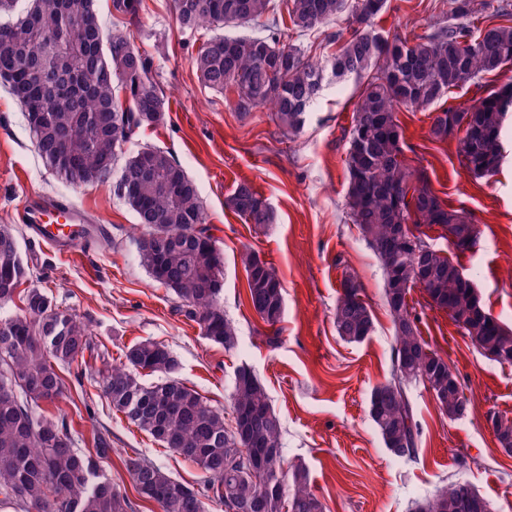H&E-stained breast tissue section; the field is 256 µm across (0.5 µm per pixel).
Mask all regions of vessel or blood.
<instances>
[{
  "label": "vessel or blood",
  "instance_id": "b4317fda",
  "mask_svg": "<svg viewBox=\"0 0 512 512\" xmlns=\"http://www.w3.org/2000/svg\"><path fill=\"white\" fill-rule=\"evenodd\" d=\"M19 215L24 223L32 225L40 244L66 253L78 251L96 236L81 211L53 200L30 198L22 204Z\"/></svg>",
  "mask_w": 512,
  "mask_h": 512
}]
</instances>
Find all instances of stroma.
Here are the masks:
<instances>
[{
	"label": "stroma",
	"mask_w": 512,
	"mask_h": 512,
	"mask_svg": "<svg viewBox=\"0 0 512 512\" xmlns=\"http://www.w3.org/2000/svg\"><path fill=\"white\" fill-rule=\"evenodd\" d=\"M445 8L443 0H390L377 21L384 32L421 34ZM106 32L130 35L152 62L169 110L162 123L137 130L125 154L151 146L168 151L195 183L206 222L224 254L222 304L239 344L227 351L206 340L196 323L177 313L176 296L154 281L137 255V218L111 187H73L49 169L35 147L23 106L0 83V224L9 225L30 275L60 308L86 323L102 351L119 362L134 343L150 338L178 357L183 382L218 410H229L235 370L251 368L270 395L283 430L287 461L303 464L325 512H417L436 489L471 482L489 512H512V456L484 426L488 412L512 417V366L484 357L446 312L409 297L423 340L449 363L470 400L458 420L443 415L423 387L411 390L421 426L413 461L395 462L369 416L372 389L389 378L394 331L384 300V276L346 208L347 138L354 79L329 83L302 130L282 132L267 109L234 112L228 93L203 86L193 58L206 32L182 30L174 0H141L137 22L112 13V0H95ZM434 108L400 110L412 165L427 170L437 194L462 210L479 231L478 246L460 255L492 315L512 327V117L505 159L491 180L472 177L458 155V140H430ZM248 183L274 208L273 224H247L227 205L237 184ZM31 196L80 209L99 237L64 255L34 243L17 217ZM259 251L274 267L285 296L281 323L268 326L250 306L241 254ZM355 276L372 309L375 328L363 343L336 333L334 313L345 276ZM59 401L45 414L66 413L79 448L91 429L108 428L112 452L106 473L132 491L123 461L137 453L169 475L199 486L203 474L161 448L90 385L80 365L62 368Z\"/></svg>",
	"instance_id": "1"
}]
</instances>
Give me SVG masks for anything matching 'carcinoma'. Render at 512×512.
Returning a JSON list of instances; mask_svg holds the SVG:
<instances>
[{"label": "carcinoma", "mask_w": 512, "mask_h": 512, "mask_svg": "<svg viewBox=\"0 0 512 512\" xmlns=\"http://www.w3.org/2000/svg\"><path fill=\"white\" fill-rule=\"evenodd\" d=\"M0 27V80L25 108L39 155L67 184H112L139 219L138 256L149 275L180 300L177 311L199 325L210 342L231 351L235 325L224 314V256L205 223L196 186L168 152L144 149L113 179L117 152L136 130L160 124L168 103L159 94L148 57L122 33L105 32L93 0H33ZM180 27L214 32L194 58L198 80L234 95V110L266 108L290 135L299 134L318 97L325 72L358 79L348 132L346 206L386 280L384 296L395 346L391 376L370 394L369 415L385 447L401 460L415 457L419 426L408 388L423 386L448 417L468 411L469 400L447 360L421 338L408 296L419 286L428 304L488 359L512 365V328L487 310L470 275L444 250L416 254L398 241L396 225L467 224L435 193L427 171L407 162L398 110L427 108L454 90L474 86L512 67V0L489 10L487 0H448V10L423 34L389 37L376 28L388 0H286L292 31L302 36L346 17L348 36L334 33L329 66L285 41L275 0H175ZM140 0H112V12L138 15ZM267 17L262 36L219 33ZM125 101H120L119 94ZM512 111V83L432 117L429 135L448 139L464 127L459 157L476 179L489 180L504 161L503 128ZM230 207L248 224H272L270 205L250 185L237 186ZM251 307L268 326L284 314L283 286L254 249L242 253ZM27 270L18 242L0 225V305L19 298V311L0 316V500L14 512H134L126 493L102 469L112 451L98 432L93 448L75 447L66 416L48 417L39 403L63 394L59 370L89 358V380L112 409L161 447L197 466L205 479L191 487L135 454L124 467L139 497L159 512H206L205 501L227 512H323L300 464L285 467L283 431L270 396L256 374L241 366L230 393L232 422L179 377L168 347L144 339L114 363L99 351L87 327L37 287H23ZM338 336L360 344L374 331L360 289L344 288L336 303ZM144 376L157 380L146 383ZM262 457V466L251 459ZM419 512H489L486 499L466 480L435 491Z\"/></svg>", "instance_id": "cac0c4a2"}]
</instances>
